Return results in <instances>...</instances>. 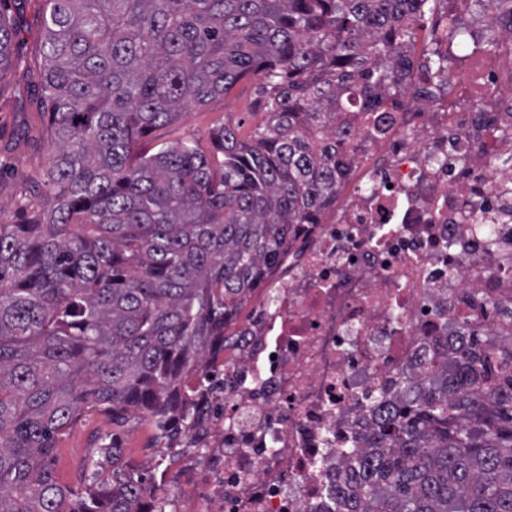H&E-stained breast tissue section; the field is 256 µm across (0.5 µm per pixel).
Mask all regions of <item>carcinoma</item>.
Here are the masks:
<instances>
[{
	"mask_svg": "<svg viewBox=\"0 0 512 512\" xmlns=\"http://www.w3.org/2000/svg\"><path fill=\"white\" fill-rule=\"evenodd\" d=\"M430 0H40L51 159L0 215V512H166L103 443L85 494L54 475L83 414H147L170 454L216 382L214 347L316 224L359 139L348 112L405 86ZM14 24L0 12V80ZM432 73L448 85V56ZM259 78L250 140L222 125L143 150L181 112ZM336 512H512V349L470 332L431 354L345 450Z\"/></svg>",
	"mask_w": 512,
	"mask_h": 512,
	"instance_id": "1",
	"label": "carcinoma"
}]
</instances>
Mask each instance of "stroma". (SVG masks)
Wrapping results in <instances>:
<instances>
[{
    "mask_svg": "<svg viewBox=\"0 0 512 512\" xmlns=\"http://www.w3.org/2000/svg\"><path fill=\"white\" fill-rule=\"evenodd\" d=\"M40 33L38 0H27L17 19L14 39L21 62L0 82V209L7 213L12 210L16 191L33 186L50 155L29 73ZM258 87L255 78L240 82L225 97L185 111L177 122L156 130L151 138L157 143H175L190 136L206 148L210 145L209 130L219 121L234 127L239 137H248L264 118L257 107ZM155 435L154 424L143 416L115 420L105 414L87 413L56 442V477L62 485L81 491L86 483L85 463L96 453L101 438H117L124 462L136 465L158 452Z\"/></svg>",
    "mask_w": 512,
    "mask_h": 512,
    "instance_id": "stroma-1",
    "label": "stroma"
}]
</instances>
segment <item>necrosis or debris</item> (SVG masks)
<instances>
[{"label":"necrosis or debris","instance_id":"necrosis-or-debris-1","mask_svg":"<svg viewBox=\"0 0 512 512\" xmlns=\"http://www.w3.org/2000/svg\"><path fill=\"white\" fill-rule=\"evenodd\" d=\"M475 2L434 0L417 32L435 49L453 15L495 37L449 81L455 102L415 77L372 126L354 119L367 136L335 202L293 226L228 329L223 390L144 492L167 512H336L339 450L376 400L461 327L512 338V17Z\"/></svg>","mask_w":512,"mask_h":512}]
</instances>
